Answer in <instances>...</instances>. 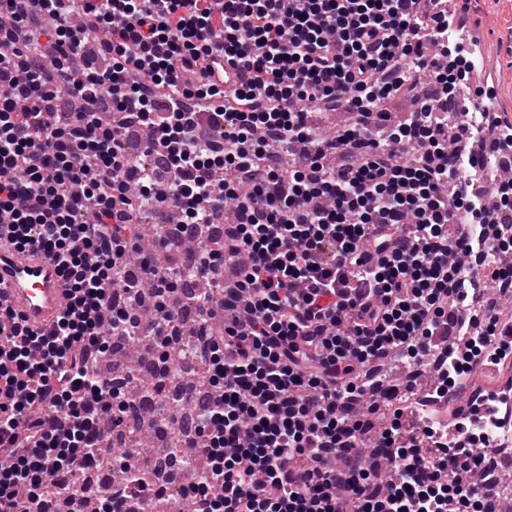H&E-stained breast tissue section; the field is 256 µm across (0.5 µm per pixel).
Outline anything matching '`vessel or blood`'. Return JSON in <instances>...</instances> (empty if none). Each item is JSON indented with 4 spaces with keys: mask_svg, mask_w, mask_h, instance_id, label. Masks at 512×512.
<instances>
[{
    "mask_svg": "<svg viewBox=\"0 0 512 512\" xmlns=\"http://www.w3.org/2000/svg\"><path fill=\"white\" fill-rule=\"evenodd\" d=\"M0 301L23 314L34 328L54 321L67 307L66 290L50 260L37 251L1 245Z\"/></svg>",
    "mask_w": 512,
    "mask_h": 512,
    "instance_id": "obj_1",
    "label": "vessel or blood"
}]
</instances>
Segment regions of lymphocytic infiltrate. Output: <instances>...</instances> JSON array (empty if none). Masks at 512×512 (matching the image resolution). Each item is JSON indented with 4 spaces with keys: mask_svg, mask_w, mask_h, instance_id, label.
Listing matches in <instances>:
<instances>
[{
    "mask_svg": "<svg viewBox=\"0 0 512 512\" xmlns=\"http://www.w3.org/2000/svg\"><path fill=\"white\" fill-rule=\"evenodd\" d=\"M447 0H0V229L54 263L69 304L26 324L0 304V512L20 496L55 512L47 477L77 475L124 425L135 399L98 374L113 339L162 349L183 312L158 319L186 283L204 336L201 389L172 380L171 406L207 466L193 512H495L489 440L495 394L457 406L482 355L512 368V179L487 204L474 142L512 156V118L449 122L468 71L448 41ZM109 57L100 67L97 55ZM251 72L224 91V66ZM409 101L403 114L392 99ZM350 112L327 133L307 103ZM145 135L155 164L125 148ZM297 146L288 169L271 146ZM152 207L174 213L154 239L177 270L141 263L129 230ZM152 284V297L140 286ZM437 359L430 400L442 431L384 367ZM125 494L153 499L146 468L116 457Z\"/></svg>",
    "mask_w": 512,
    "mask_h": 512,
    "instance_id": "f902f5d3",
    "label": "lymphocytic infiltrate"
}]
</instances>
